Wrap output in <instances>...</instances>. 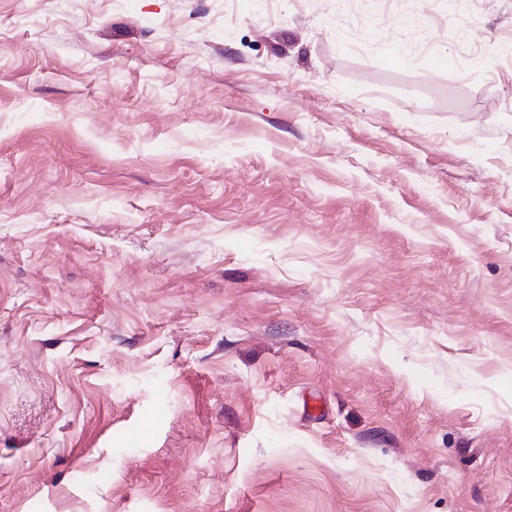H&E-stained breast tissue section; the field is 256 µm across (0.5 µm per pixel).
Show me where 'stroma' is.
<instances>
[{
  "mask_svg": "<svg viewBox=\"0 0 512 512\" xmlns=\"http://www.w3.org/2000/svg\"><path fill=\"white\" fill-rule=\"evenodd\" d=\"M0 512H512V0H0Z\"/></svg>",
  "mask_w": 512,
  "mask_h": 512,
  "instance_id": "stroma-1",
  "label": "stroma"
}]
</instances>
